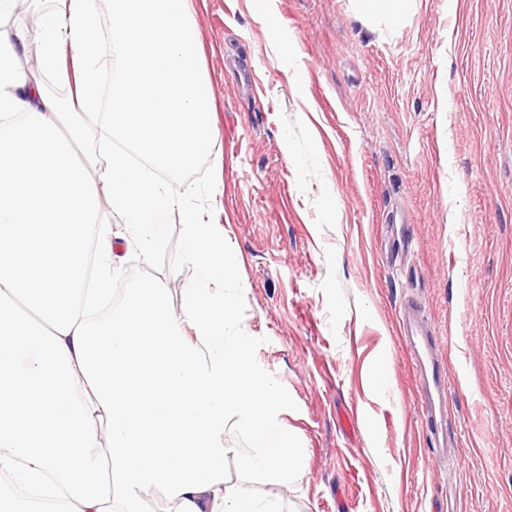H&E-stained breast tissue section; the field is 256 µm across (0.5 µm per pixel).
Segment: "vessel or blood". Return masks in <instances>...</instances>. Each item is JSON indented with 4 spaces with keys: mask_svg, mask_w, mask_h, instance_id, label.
Here are the masks:
<instances>
[{
    "mask_svg": "<svg viewBox=\"0 0 512 512\" xmlns=\"http://www.w3.org/2000/svg\"><path fill=\"white\" fill-rule=\"evenodd\" d=\"M407 313L402 340L416 361L421 383L418 404L429 428L432 457L439 462L447 457L448 375L415 303H408Z\"/></svg>",
    "mask_w": 512,
    "mask_h": 512,
    "instance_id": "vessel-or-blood-1",
    "label": "vessel or blood"
}]
</instances>
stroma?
Returning <instances> with one entry per match:
<instances>
[{"label": "stroma", "mask_w": 512, "mask_h": 512, "mask_svg": "<svg viewBox=\"0 0 512 512\" xmlns=\"http://www.w3.org/2000/svg\"><path fill=\"white\" fill-rule=\"evenodd\" d=\"M193 19L213 144L164 179L224 231L304 469L242 471L230 424L227 485L283 512H512V0H410L397 26L358 0H194ZM183 210L162 212L150 258L116 246L113 293L159 283L180 313L201 280ZM410 300L448 373L450 466L400 339Z\"/></svg>", "instance_id": "35a3bbf8"}]
</instances>
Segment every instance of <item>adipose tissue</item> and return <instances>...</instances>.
<instances>
[{
    "label": "adipose tissue",
    "instance_id": "adipose-tissue-1",
    "mask_svg": "<svg viewBox=\"0 0 512 512\" xmlns=\"http://www.w3.org/2000/svg\"><path fill=\"white\" fill-rule=\"evenodd\" d=\"M61 2L36 28L0 31V472L29 492L19 506L0 496V512H143L154 490L166 512H281L224 481L230 419L250 442L242 469L291 482L302 468L277 426L282 395L254 365L249 338L230 329L235 270L219 227L185 212L183 259L202 283L185 288L180 315L153 282L106 316L88 312L111 292L108 211L125 217V246L150 256L160 207L182 201L157 171L189 169L211 147L193 0H108L105 38L97 0ZM30 51L51 72L72 56L73 97L30 82ZM112 53L120 66L104 136L151 165L113 154L97 179L75 153L83 124L61 117L93 106Z\"/></svg>",
    "mask_w": 512,
    "mask_h": 512
}]
</instances>
